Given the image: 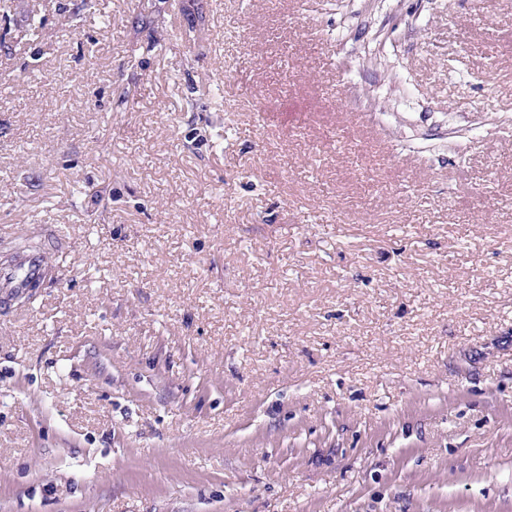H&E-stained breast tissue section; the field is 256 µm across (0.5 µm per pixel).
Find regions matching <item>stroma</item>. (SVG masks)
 <instances>
[{
    "instance_id": "35a3bbf8",
    "label": "stroma",
    "mask_w": 512,
    "mask_h": 512,
    "mask_svg": "<svg viewBox=\"0 0 512 512\" xmlns=\"http://www.w3.org/2000/svg\"><path fill=\"white\" fill-rule=\"evenodd\" d=\"M38 244L0 512H512V0H0Z\"/></svg>"
}]
</instances>
